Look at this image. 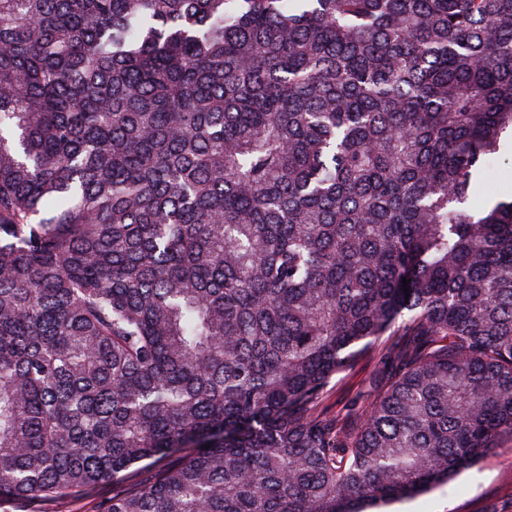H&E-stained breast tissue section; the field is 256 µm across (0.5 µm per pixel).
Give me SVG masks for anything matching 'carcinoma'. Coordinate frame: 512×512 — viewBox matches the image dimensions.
Instances as JSON below:
<instances>
[{"mask_svg": "<svg viewBox=\"0 0 512 512\" xmlns=\"http://www.w3.org/2000/svg\"><path fill=\"white\" fill-rule=\"evenodd\" d=\"M506 133L512 0H0V504L362 512L511 442ZM510 139L507 137L503 140L493 163L491 176L475 185L469 199L471 211L481 212L492 199H509L512 196V141ZM505 140L508 141L504 144ZM378 358L364 357L349 375L334 377L324 402L326 410L338 418H345L349 409L361 407L377 390ZM112 481L96 486L90 492H79L71 497L56 500L34 499L17 507L2 505L0 512H101L104 504L112 499Z\"/></svg>", "mask_w": 512, "mask_h": 512, "instance_id": "1", "label": "carcinoma"}]
</instances>
